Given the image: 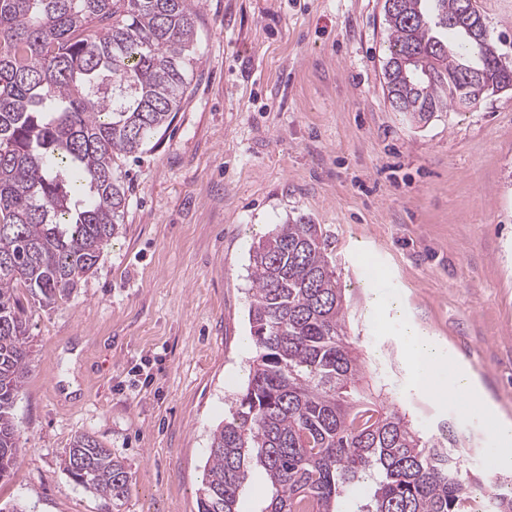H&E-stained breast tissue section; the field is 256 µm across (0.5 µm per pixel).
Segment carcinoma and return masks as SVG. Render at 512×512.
Returning a JSON list of instances; mask_svg holds the SVG:
<instances>
[{
    "instance_id": "1",
    "label": "carcinoma",
    "mask_w": 512,
    "mask_h": 512,
    "mask_svg": "<svg viewBox=\"0 0 512 512\" xmlns=\"http://www.w3.org/2000/svg\"><path fill=\"white\" fill-rule=\"evenodd\" d=\"M384 9L392 109L424 119L471 107L468 71L512 89V66L485 38L475 0H395ZM192 0H0V480L18 464L14 402L29 369L25 293L67 298L120 233L122 159L179 110L192 81ZM249 321L257 356L247 388L211 438L198 512H238L255 472L272 495L261 512H338L368 482L356 512H512V487L464 471L405 416L356 388L364 365L348 340L342 289L321 226L300 217L249 247ZM65 470L119 500L125 463L91 434Z\"/></svg>"
}]
</instances>
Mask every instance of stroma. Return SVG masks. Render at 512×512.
Returning <instances> with one entry per match:
<instances>
[{
  "label": "stroma",
  "mask_w": 512,
  "mask_h": 512,
  "mask_svg": "<svg viewBox=\"0 0 512 512\" xmlns=\"http://www.w3.org/2000/svg\"><path fill=\"white\" fill-rule=\"evenodd\" d=\"M512 62V0H477ZM197 64L169 128L121 170L119 236L65 301L27 305L19 464L0 507L198 512L211 435L256 349L249 246L321 225L365 371L358 386L426 438L512 455L453 399L412 383L415 325L512 413V89L411 122L383 90V0H197ZM377 271L364 286L366 265ZM380 304H373L372 295ZM95 435L131 472L101 498L63 467Z\"/></svg>",
  "instance_id": "stroma-1"
}]
</instances>
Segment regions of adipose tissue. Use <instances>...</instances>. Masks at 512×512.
<instances>
[{
    "label": "adipose tissue",
    "mask_w": 512,
    "mask_h": 512,
    "mask_svg": "<svg viewBox=\"0 0 512 512\" xmlns=\"http://www.w3.org/2000/svg\"><path fill=\"white\" fill-rule=\"evenodd\" d=\"M402 342L404 362L418 388L438 398L465 401L482 414L501 441H512V421L486 398L476 378L456 357L441 360L431 341L412 328L404 331Z\"/></svg>",
    "instance_id": "ef3b65f1"
}]
</instances>
